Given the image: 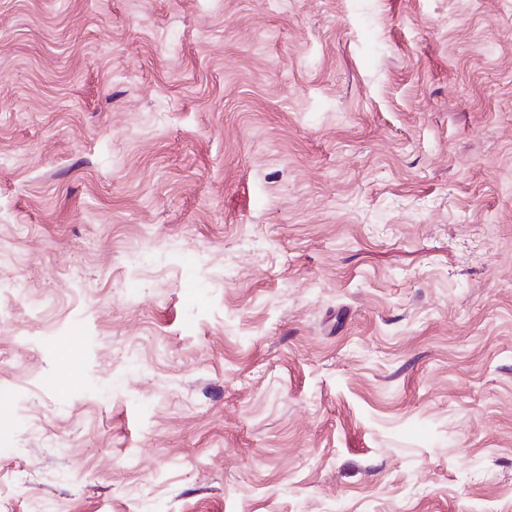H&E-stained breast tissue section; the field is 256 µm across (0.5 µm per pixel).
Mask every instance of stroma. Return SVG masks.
Wrapping results in <instances>:
<instances>
[{"label": "stroma", "mask_w": 512, "mask_h": 512, "mask_svg": "<svg viewBox=\"0 0 512 512\" xmlns=\"http://www.w3.org/2000/svg\"><path fill=\"white\" fill-rule=\"evenodd\" d=\"M1 414L0 512H512V0H0Z\"/></svg>", "instance_id": "obj_1"}]
</instances>
